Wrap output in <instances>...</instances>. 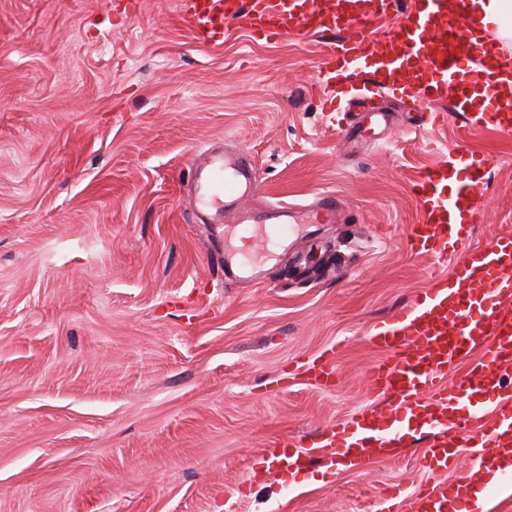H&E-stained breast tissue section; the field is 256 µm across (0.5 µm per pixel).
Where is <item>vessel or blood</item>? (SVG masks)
Returning a JSON list of instances; mask_svg holds the SVG:
<instances>
[{
	"label": "vessel or blood",
	"mask_w": 512,
	"mask_h": 512,
	"mask_svg": "<svg viewBox=\"0 0 512 512\" xmlns=\"http://www.w3.org/2000/svg\"><path fill=\"white\" fill-rule=\"evenodd\" d=\"M388 0H180V10L195 38L218 40L225 24L253 38L279 40L297 30L326 32L320 43L324 109L347 114L363 98L360 88L413 99L440 87L450 109L433 108L426 121L445 123L449 112L464 119L466 132L490 129L512 133V64L493 67L491 46L476 44L479 22L467 0H411L404 21L392 35L372 40L371 18L387 10ZM482 111H474V97ZM493 165L483 152L450 151L422 168L410 191L423 206L419 223L410 225L407 244L418 256L447 259L466 248L453 275L434 281L414 301L372 329L371 343L384 352L369 373L372 395H393V402L370 406L324 428L312 442L285 439L265 460L282 483L304 479L312 469L389 459L405 446L414 427H427L431 445L421 468L435 479L413 490L389 489L387 512H474L468 488L475 478L512 472V234L500 235L491 249H468L476 222L479 186ZM191 180L197 190L192 206L223 199L237 210L256 185L252 167L213 152L196 163ZM340 208L324 198L314 209L270 204L259 220L270 238L301 224L337 223ZM464 365L459 380L448 370ZM289 376H302L327 388L337 381L329 359L300 361ZM493 399L492 419L475 425L478 399ZM474 450L458 467L456 449ZM458 467L453 479L448 468Z\"/></svg>",
	"instance_id": "obj_1"
}]
</instances>
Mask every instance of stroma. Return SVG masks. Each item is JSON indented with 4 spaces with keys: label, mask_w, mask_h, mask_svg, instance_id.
<instances>
[{
    "label": "stroma",
    "mask_w": 512,
    "mask_h": 512,
    "mask_svg": "<svg viewBox=\"0 0 512 512\" xmlns=\"http://www.w3.org/2000/svg\"><path fill=\"white\" fill-rule=\"evenodd\" d=\"M127 2L0 0V512H383L424 480L423 434L323 480L248 476L371 404L372 325L461 261L407 246L418 168L490 153L470 244L512 233V135L389 100L330 126L322 34L202 43L178 0ZM215 145L252 164V207L333 197L344 221L302 227L300 266L202 223L188 180ZM238 247L245 278L218 258ZM333 347L335 386L282 382Z\"/></svg>",
    "instance_id": "1"
}]
</instances>
